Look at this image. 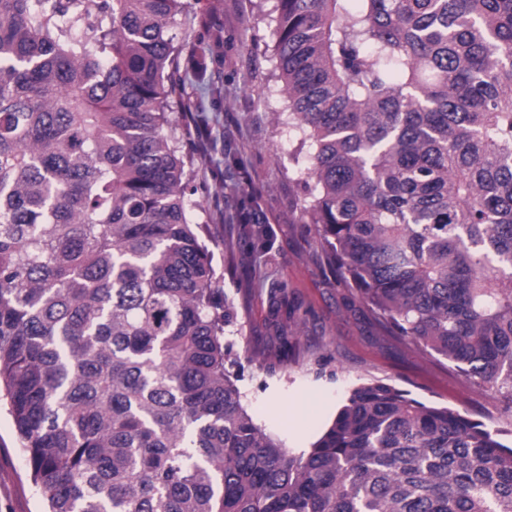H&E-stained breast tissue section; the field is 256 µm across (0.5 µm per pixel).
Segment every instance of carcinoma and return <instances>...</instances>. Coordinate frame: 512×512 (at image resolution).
I'll list each match as a JSON object with an SVG mask.
<instances>
[{"label": "carcinoma", "instance_id": "obj_1", "mask_svg": "<svg viewBox=\"0 0 512 512\" xmlns=\"http://www.w3.org/2000/svg\"><path fill=\"white\" fill-rule=\"evenodd\" d=\"M185 12L0 0V403L45 512H512L507 431L392 384L298 454L248 414L170 126ZM273 13L298 222L384 327L512 409V0Z\"/></svg>", "mask_w": 512, "mask_h": 512}]
</instances>
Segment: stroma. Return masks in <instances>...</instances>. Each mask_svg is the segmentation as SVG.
Instances as JSON below:
<instances>
[{
    "instance_id": "stroma-1",
    "label": "stroma",
    "mask_w": 512,
    "mask_h": 512,
    "mask_svg": "<svg viewBox=\"0 0 512 512\" xmlns=\"http://www.w3.org/2000/svg\"><path fill=\"white\" fill-rule=\"evenodd\" d=\"M207 0H189L175 29L185 49L203 48L219 74L221 94L203 90L180 70L187 93L202 109L193 117L174 111L172 122L203 123L216 146L199 165L193 199L207 223L218 285L234 300L235 348L249 413L290 450L310 447L353 386L380 379L423 402L447 406L494 427L512 426V411L472 386L447 360L416 348L378 323L354 290L328 264L310 224L298 223L297 206L308 188L293 160L286 104L273 76L274 25L264 14L272 0H220L219 23L197 26ZM240 158L233 172L225 161ZM258 191L255 220L266 228L269 251L254 262L248 225L224 224L221 211ZM236 246L228 271L224 243ZM18 449L13 421L0 409V512H43Z\"/></svg>"
}]
</instances>
